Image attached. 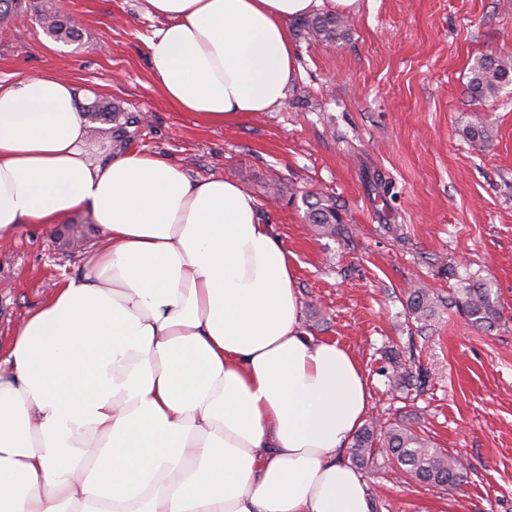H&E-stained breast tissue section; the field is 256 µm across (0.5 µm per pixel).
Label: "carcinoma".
Masks as SVG:
<instances>
[{
	"instance_id": "obj_1",
	"label": "carcinoma",
	"mask_w": 512,
	"mask_h": 512,
	"mask_svg": "<svg viewBox=\"0 0 512 512\" xmlns=\"http://www.w3.org/2000/svg\"><path fill=\"white\" fill-rule=\"evenodd\" d=\"M41 28L55 40L74 42L79 36V29L67 14L60 10H51L38 15ZM302 25L315 32L323 41L334 43L344 35L347 21L333 14H316L303 19ZM512 83V60L496 55H485L475 60L470 68L469 87L477 99L494 97L501 89ZM84 111L97 120L112 122V136L116 140L126 134L130 120L118 122L122 109L110 102L96 101L84 108ZM306 223L313 224L327 234H337L342 218L336 202L329 197H319L316 202L308 204ZM407 303L411 318L424 320L435 308V296L427 288H413L408 291ZM478 329H488L500 321L501 314L498 300L492 298L491 285L482 279H472L457 289L452 300ZM392 363V381L398 386H405L413 378L412 372L402 367L400 354L390 353ZM387 446L391 459L396 462L403 473L416 482L441 487L456 488L463 481L462 463L452 454L434 446V442L423 437L410 427L390 423L380 425L369 422L356 433L351 446L354 463L366 464L374 455L377 442Z\"/></svg>"
}]
</instances>
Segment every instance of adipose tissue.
Wrapping results in <instances>:
<instances>
[{"mask_svg": "<svg viewBox=\"0 0 512 512\" xmlns=\"http://www.w3.org/2000/svg\"><path fill=\"white\" fill-rule=\"evenodd\" d=\"M164 98L208 125L280 107L288 24L357 0H145ZM81 91L50 73L0 86V238L89 208L81 278L0 359V512H373L343 455L366 373L314 339L287 251L255 198L157 154L91 140Z\"/></svg>", "mask_w": 512, "mask_h": 512, "instance_id": "adipose-tissue-1", "label": "adipose tissue"}]
</instances>
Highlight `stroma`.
<instances>
[{
    "instance_id": "1",
    "label": "stroma",
    "mask_w": 512,
    "mask_h": 512,
    "mask_svg": "<svg viewBox=\"0 0 512 512\" xmlns=\"http://www.w3.org/2000/svg\"><path fill=\"white\" fill-rule=\"evenodd\" d=\"M77 42L48 37L32 13L0 27V85L50 72L107 99L134 123L129 151L158 153L190 179L221 175L257 201L296 271L305 331L345 346L367 375L369 417L426 431L462 462L452 490L416 485L387 449L360 472L374 512H512V84L474 99L470 67L512 56V0H359L333 44L292 21L298 70L275 111L207 126L152 80L149 39L162 25L143 0H68ZM492 126L484 143L463 128ZM330 195L339 235L306 224L305 201ZM99 241L80 209L0 239V353L17 323L62 281L81 277ZM490 281L501 319L473 328L456 307L409 317L405 290L443 297ZM420 370L389 382L390 351Z\"/></svg>"
}]
</instances>
